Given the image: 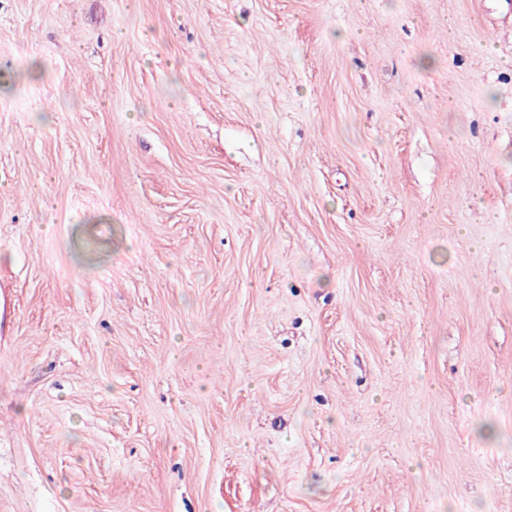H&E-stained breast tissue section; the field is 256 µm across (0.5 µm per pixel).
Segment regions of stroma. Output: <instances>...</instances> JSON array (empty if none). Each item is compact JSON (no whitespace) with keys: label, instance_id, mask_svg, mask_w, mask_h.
<instances>
[{"label":"stroma","instance_id":"1","mask_svg":"<svg viewBox=\"0 0 512 512\" xmlns=\"http://www.w3.org/2000/svg\"><path fill=\"white\" fill-rule=\"evenodd\" d=\"M0 512H512V0H0Z\"/></svg>","mask_w":512,"mask_h":512}]
</instances>
